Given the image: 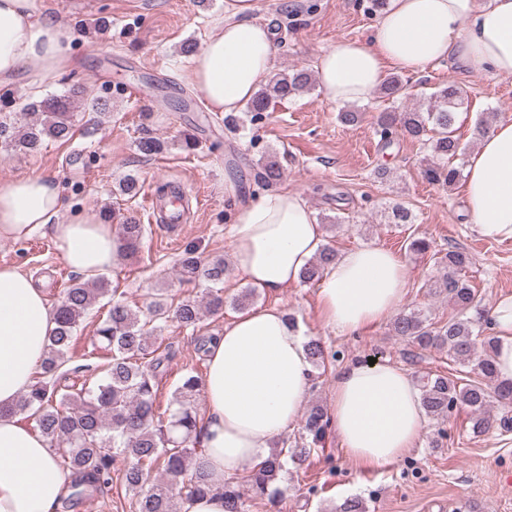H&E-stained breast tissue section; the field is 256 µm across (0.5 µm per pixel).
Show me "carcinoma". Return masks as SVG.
Returning <instances> with one entry per match:
<instances>
[{"mask_svg": "<svg viewBox=\"0 0 512 512\" xmlns=\"http://www.w3.org/2000/svg\"><path fill=\"white\" fill-rule=\"evenodd\" d=\"M314 84L307 68L288 70L259 90L247 103L251 121L262 118L270 103L308 91ZM403 91L402 80L391 76L381 85V93L397 99ZM431 105L425 112L417 109L379 113L376 121L381 146L393 143L387 135L408 136L425 146L436 161L423 170L431 184L452 185L459 170L448 164L462 148L454 135L455 109L462 104L463 89L450 84L431 94ZM99 114H107L109 101L103 98L87 101L84 90L69 89L47 95L24 105L31 116L21 125L0 116V151L35 150L44 140H69L81 106ZM277 162L263 164L260 180L269 186L280 180ZM145 226L136 216L128 214L119 222L120 253L135 252L142 244ZM336 259L332 248L320 254L303 274V281H319L323 267ZM471 263L469 255L450 247L436 258L439 281L448 301L460 311L476 310V317L451 316L439 326L429 316L412 309L393 321L395 335L422 350L437 348L448 352L454 362H476L482 381L461 383L436 374L420 379L419 387L425 412L438 421L456 409L467 407L472 412V431L481 434L493 427L487 408L493 401L512 400V384H496L493 354L494 339L477 342L475 326L484 321L478 311L475 288L466 277ZM180 274L188 281L199 279L216 282L224 279L227 266L217 258L202 263L195 249L184 250ZM111 292L108 280L99 276L90 282L79 280L63 289L61 300L54 306L56 327L47 339L39 371L26 393L8 412L12 415L31 413L40 433L57 455L59 462L78 475L72 493L62 508L68 509L90 492L103 493L112 486V469L122 460L121 478L136 499L135 512H182L184 501L202 496L211 490L206 472L199 461L198 417L196 395L201 379L185 375L177 386L173 400L177 405L168 418L156 411V376L165 357L157 354L152 335L167 322L169 307L158 300L152 303L150 318L120 300L112 301L107 317L99 324L97 340L107 352L106 362L94 369V381L64 393L57 386L62 369L77 336L80 319L99 297ZM205 304L184 301L175 310V317L185 326H196L202 310L218 313L224 309L221 291L206 292ZM483 354H477V345ZM329 421L323 406L315 404L307 411L302 435L290 442L280 440L281 448L272 451L260 465L246 476L249 491L255 497H266L277 504L281 490L278 483L288 463L302 465L310 454L324 444ZM226 512H248L247 497L233 479L224 481Z\"/></svg>", "mask_w": 512, "mask_h": 512, "instance_id": "carcinoma-1", "label": "carcinoma"}]
</instances>
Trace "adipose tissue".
Segmentation results:
<instances>
[{
    "label": "adipose tissue",
    "instance_id": "ef3b65f1",
    "mask_svg": "<svg viewBox=\"0 0 512 512\" xmlns=\"http://www.w3.org/2000/svg\"><path fill=\"white\" fill-rule=\"evenodd\" d=\"M255 0H224V16L192 61L193 83L213 112H235L273 77L275 35L255 21ZM447 62L470 73L512 77V0H387L369 40L340 39L319 54L322 100L333 107L374 98L387 67L421 73ZM33 81L70 64L64 33L36 0H0V86L27 65ZM466 216L484 239L512 241V119L496 122L469 154L464 171ZM53 177L0 181V238L22 239L51 226L64 262L94 277L111 269L118 240L95 210L62 219ZM324 229L300 194L270 188L239 205L233 218V259L253 288L275 293L299 283L326 248ZM408 270L397 254L356 248L325 266L318 307L326 327L359 334L396 315ZM498 338L494 364L512 382V296L491 310ZM55 315L32 277L0 267V512H55L73 475L40 431L9 410L28 390L55 328ZM312 384L301 328L279 307H258L225 324L209 346L203 378L207 413L199 424L211 494L185 502L183 512H225L223 488L247 474L265 450L297 421ZM330 426L345 454L369 468L399 461L426 424L421 393L390 363L353 361L336 374Z\"/></svg>",
    "mask_w": 512,
    "mask_h": 512
}]
</instances>
